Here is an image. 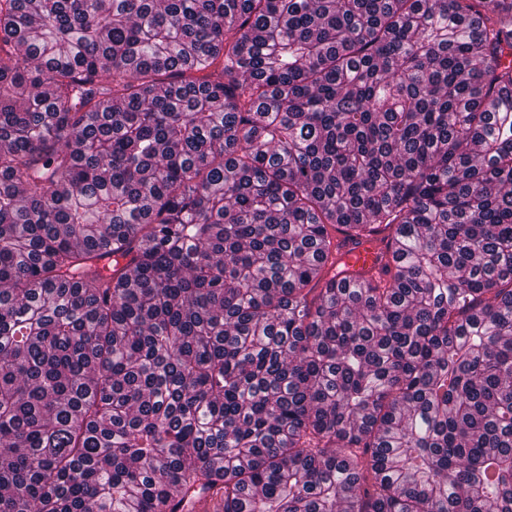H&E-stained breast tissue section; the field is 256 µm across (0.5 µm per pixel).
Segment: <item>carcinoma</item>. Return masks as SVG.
<instances>
[{
	"label": "carcinoma",
	"instance_id": "obj_1",
	"mask_svg": "<svg viewBox=\"0 0 512 512\" xmlns=\"http://www.w3.org/2000/svg\"><path fill=\"white\" fill-rule=\"evenodd\" d=\"M213 489L512 512V0H0V512ZM336 244L339 245V250L348 268L345 280L348 288L377 275H382L384 279L389 278V275L382 274V261L378 259L382 245L378 240L369 243L365 240H352L339 236Z\"/></svg>",
	"mask_w": 512,
	"mask_h": 512
}]
</instances>
